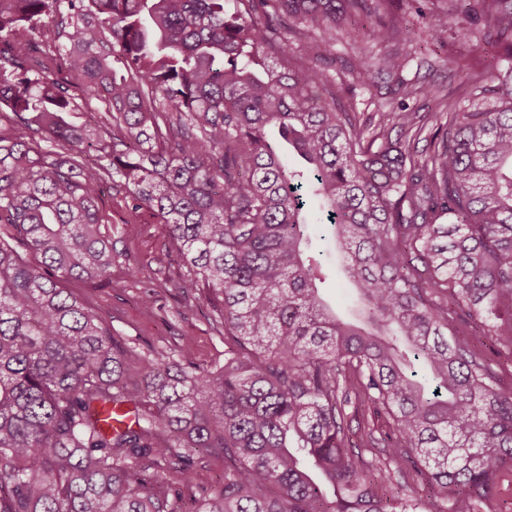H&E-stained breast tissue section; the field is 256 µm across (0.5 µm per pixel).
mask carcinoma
<instances>
[{
  "label": "carcinoma",
  "mask_w": 512,
  "mask_h": 512,
  "mask_svg": "<svg viewBox=\"0 0 512 512\" xmlns=\"http://www.w3.org/2000/svg\"><path fill=\"white\" fill-rule=\"evenodd\" d=\"M449 2L500 48L494 84L401 81L438 111L364 115L321 98L329 46L361 21L392 39L404 0H0V512H512V391L465 330L512 352V0ZM117 176L219 312L224 368L140 351L60 287L112 284ZM224 474V461L210 456L204 460L201 468L197 469L196 482L200 488H208L217 485Z\"/></svg>",
  "instance_id": "cac0c4a2"
}]
</instances>
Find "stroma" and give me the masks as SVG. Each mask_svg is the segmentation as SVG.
<instances>
[{
  "mask_svg": "<svg viewBox=\"0 0 512 512\" xmlns=\"http://www.w3.org/2000/svg\"><path fill=\"white\" fill-rule=\"evenodd\" d=\"M400 22L410 25L411 40L381 44L339 31L330 52L336 59L327 72V87L337 98L352 102L356 111H392L401 95L398 80L424 85L440 84L462 90L467 75L489 73L498 65L494 47L484 35L483 26H474L469 37L458 33V19L448 17L443 0H435L427 16H417L404 8ZM440 24L448 30L447 43L438 49L429 43L428 28ZM403 54L406 65L400 78L382 77L377 88L368 90L342 81L347 60L359 54L378 55L388 51ZM103 227L112 237V284L94 288L72 281L68 287L84 300L121 336L135 339L141 348L167 347L182 350L187 361L210 369L224 365V329L214 322L208 303L195 295H183L177 283L183 273L175 257L162 250L157 237V220L148 210L131 212L123 190L111 189L106 197ZM132 253L139 264L137 281L126 278L123 255ZM153 288V303L144 307L145 288Z\"/></svg>",
  "mask_w": 512,
  "mask_h": 512,
  "instance_id": "1",
  "label": "stroma"
}]
</instances>
